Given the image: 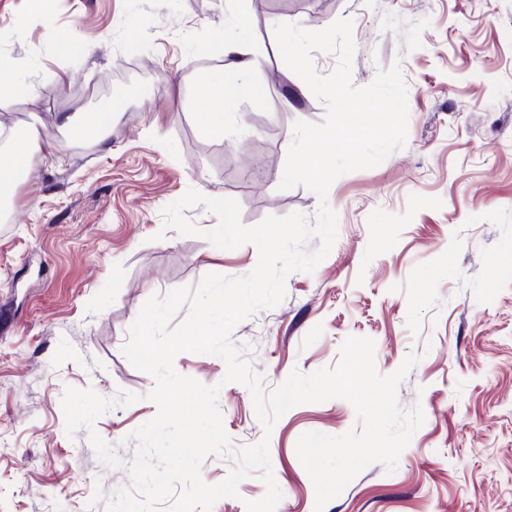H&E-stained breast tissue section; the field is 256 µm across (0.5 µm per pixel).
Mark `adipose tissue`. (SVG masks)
I'll use <instances>...</instances> for the list:
<instances>
[{
    "label": "adipose tissue",
    "instance_id": "adipose-tissue-1",
    "mask_svg": "<svg viewBox=\"0 0 512 512\" xmlns=\"http://www.w3.org/2000/svg\"><path fill=\"white\" fill-rule=\"evenodd\" d=\"M224 60L226 68L236 74V82H225L220 75L206 76L201 80L203 93L211 96L216 102L215 108L204 113L200 122L201 130L206 134L223 130L225 110L234 107L241 96L254 90L248 77L257 66L256 59L239 45L229 43L224 47ZM31 154L32 142L24 139L14 143L7 154L6 162L0 163L1 203L13 200L19 180L30 164Z\"/></svg>",
    "mask_w": 512,
    "mask_h": 512
}]
</instances>
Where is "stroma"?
Masks as SVG:
<instances>
[{
	"instance_id": "35a3bbf8",
	"label": "stroma",
	"mask_w": 512,
	"mask_h": 512,
	"mask_svg": "<svg viewBox=\"0 0 512 512\" xmlns=\"http://www.w3.org/2000/svg\"><path fill=\"white\" fill-rule=\"evenodd\" d=\"M301 2L250 0L241 24L230 0H0V58L15 69L0 82L26 86L0 99V137L27 128L39 147L16 222L0 223V512H106L130 487L128 436L156 413L152 378L123 353L142 305L209 273L245 276L258 260L253 245L219 249L164 227L161 211L193 188L236 200L247 226L314 219L313 191L278 185L294 123L322 122L326 107L284 64L274 27L341 18L353 22L354 85L401 64L406 145L332 184L330 254L292 273L283 301L240 322L233 340L268 391L292 371L336 367L351 336L374 340L384 375L417 356L398 401L421 406L424 424L395 471L369 465L323 512H512V0H325L315 17ZM74 38L81 51H58ZM228 41L258 58L257 91L207 135L199 83L233 81ZM109 92L120 99L103 142L61 125ZM175 367L221 384L232 448L269 439L276 512H314L297 441L358 427L353 406L298 405L268 431L250 390L224 382L221 358L185 352ZM69 387L140 394L96 423L121 467L97 458L86 430L66 436Z\"/></svg>"
}]
</instances>
